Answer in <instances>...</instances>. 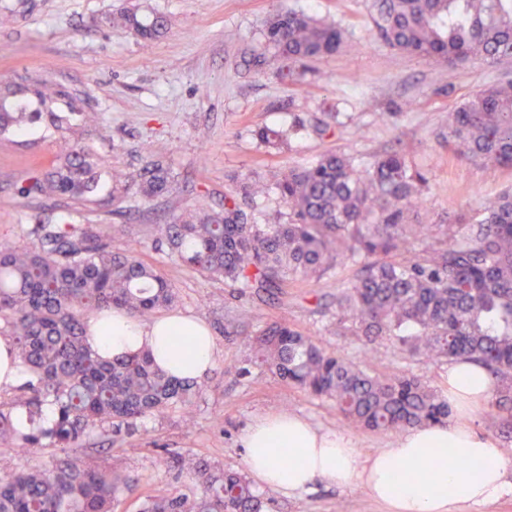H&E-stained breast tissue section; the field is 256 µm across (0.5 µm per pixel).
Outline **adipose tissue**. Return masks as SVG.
I'll use <instances>...</instances> for the list:
<instances>
[{"instance_id":"ef3b65f1","label":"adipose tissue","mask_w":512,"mask_h":512,"mask_svg":"<svg viewBox=\"0 0 512 512\" xmlns=\"http://www.w3.org/2000/svg\"><path fill=\"white\" fill-rule=\"evenodd\" d=\"M190 336L193 348L183 356L175 338ZM89 341L103 359L151 350L155 361L176 375L203 378L212 369L216 345L207 325L191 316L169 313L150 323L129 315L102 314L90 321ZM492 388L481 368L460 361L448 369V399L460 411L456 422L415 427L387 447L361 456L348 438L324 432L307 419L282 413L258 419L243 436L244 462L262 485L285 495L307 490L313 480L344 487L359 482L388 512H464L488 507L512 496V477L493 437L469 426V413L485 406ZM452 449L474 472L437 465V449ZM296 462L283 466L278 451Z\"/></svg>"}]
</instances>
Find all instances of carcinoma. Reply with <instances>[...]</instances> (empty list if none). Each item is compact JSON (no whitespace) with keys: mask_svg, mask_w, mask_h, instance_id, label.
Returning <instances> with one entry per match:
<instances>
[{"mask_svg":"<svg viewBox=\"0 0 512 512\" xmlns=\"http://www.w3.org/2000/svg\"><path fill=\"white\" fill-rule=\"evenodd\" d=\"M149 44L166 30L154 15L112 19ZM380 39L403 53L448 65L473 58L497 67L512 59V0H380ZM263 45L281 61L279 76L296 82L327 56L348 53L344 32L304 11L268 18ZM71 102L61 84L28 76L0 88V133L54 115ZM307 128L263 126L255 139L270 149ZM448 140L487 166L512 168V79L484 85L448 113ZM104 161L73 139L49 171L32 176L24 197L65 200L49 219L31 215L27 245L0 244V335L10 339L25 369V395L0 400V455L59 451L49 467H30L0 479V512H114L131 480L78 456L89 433L133 431L142 419L180 409L193 424L200 386L160 369L150 354L103 360L88 343V322L105 309L145 320L175 305L164 274L136 251L114 252L109 228L70 219L90 202L114 204L131 189L146 200L169 192L170 169L148 160L133 176H112L99 196ZM427 178L399 152H386L357 169L351 158L329 153L290 169L274 189L288 206V221L250 224L242 208L264 195V183L244 182L224 196L221 211H185L161 228L170 252L210 278L243 294L268 295L289 279L320 281L351 261L360 274L336 292V319L351 336L394 337L426 362L470 361L494 384L489 413L505 443L512 442V192L483 204L456 224H408L406 214ZM416 242L425 244L412 251ZM256 359L285 385L331 400L349 424L369 431L445 424L448 401L415 377L370 374L346 357L328 353L283 319L252 337ZM25 418H17L18 409ZM160 466L196 476L193 488L148 495L140 512H263V498L241 473L216 469L193 453Z\"/></svg>","mask_w":512,"mask_h":512,"instance_id":"obj_1","label":"carcinoma"}]
</instances>
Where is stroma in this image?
I'll use <instances>...</instances> for the list:
<instances>
[{
  "instance_id": "1",
  "label": "stroma",
  "mask_w": 512,
  "mask_h": 512,
  "mask_svg": "<svg viewBox=\"0 0 512 512\" xmlns=\"http://www.w3.org/2000/svg\"><path fill=\"white\" fill-rule=\"evenodd\" d=\"M5 7L15 21L0 27V85L28 71L65 85L82 111L97 113L99 122L85 141L107 168L133 175L151 156L177 177L172 193L153 201L129 194L121 215L90 204L74 219L111 225L113 251L137 247L174 288L176 311L204 321L216 340L193 427H184L179 412L170 410L143 419L132 433L87 438L92 464L134 481L133 491L120 495L118 512H138L142 496L193 484L192 476L158 467L162 457L195 453L212 465L245 471L241 439L269 414H299L350 438L365 456L393 440L390 432L350 427L332 401L288 387L255 363L251 338L275 318H286L327 352L361 368L412 373L444 390L447 363H424L389 337L367 347L336 329V291L357 266H338L316 284L289 281L272 296L243 297L171 256L159 229L185 208L221 210L225 193L241 179L269 180L328 152L362 164L390 149L404 153L427 177L411 223L446 224L474 214L485 200L512 188V169L457 157L448 147V114L500 77L502 67L475 60L451 71L388 47L377 36L376 0H0ZM284 7L335 23L354 51L320 60L298 83L278 79L274 54H267L263 67L249 65L261 48L265 20ZM125 11L143 20L165 15L164 37L146 46L107 24V17ZM299 111L329 123L333 134L308 129L278 149L254 139L261 126L291 127ZM381 112L397 113L395 124L380 123ZM68 147L46 120L0 135V242L26 241L32 208L58 213L57 201H34L19 190ZM257 491L267 512H383L358 484L317 482L295 496L262 485Z\"/></svg>"
}]
</instances>
